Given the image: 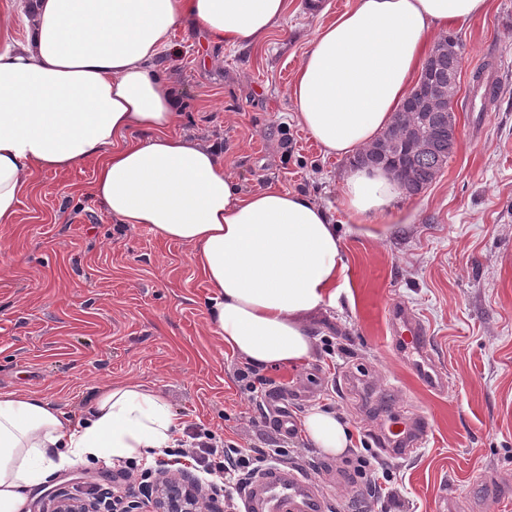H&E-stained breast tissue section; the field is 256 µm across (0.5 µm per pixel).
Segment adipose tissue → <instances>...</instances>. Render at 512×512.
<instances>
[{
	"mask_svg": "<svg viewBox=\"0 0 512 512\" xmlns=\"http://www.w3.org/2000/svg\"><path fill=\"white\" fill-rule=\"evenodd\" d=\"M488 0H354L318 29L290 87L294 115L327 155L352 160L347 219L400 220L393 173L355 164L391 123L434 42ZM27 36L0 10V225L13 223L35 172L64 174L98 158L93 194L120 224L190 246L213 288V332L258 367L312 358L309 318L349 280L344 240L307 195L243 190L214 145L176 134L178 97L156 67L177 28L237 47L284 22L288 0H26ZM306 438L344 454L351 431L314 406ZM181 419L157 390L99 391L77 421L46 399L0 391V512H20L53 471L105 457L149 459L176 447Z\"/></svg>",
	"mask_w": 512,
	"mask_h": 512,
	"instance_id": "1",
	"label": "adipose tissue"
}]
</instances>
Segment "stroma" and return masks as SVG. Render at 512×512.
Segmentation results:
<instances>
[{
    "instance_id": "stroma-1",
    "label": "stroma",
    "mask_w": 512,
    "mask_h": 512,
    "mask_svg": "<svg viewBox=\"0 0 512 512\" xmlns=\"http://www.w3.org/2000/svg\"><path fill=\"white\" fill-rule=\"evenodd\" d=\"M353 0H288L267 40L215 47L177 31L158 66L181 95L180 134L222 146L244 188L297 191L328 208L345 241L350 289L314 316L307 365L269 368L257 393L240 386L244 362L209 326L212 290L190 247L147 226L117 223L91 191L90 159L65 174L36 173L0 226V391H25L73 418L96 388L134 383L164 393L187 430L240 449L284 446L286 464L317 479L328 512H436L441 496L465 512H512V0L457 35L466 51L455 112L458 142L447 166L402 220L351 230L341 199L346 163L325 156L293 118L287 91L319 27ZM484 70L491 99L474 95ZM431 336L441 389L427 387L394 346L391 306ZM281 390L302 418L313 406L343 415L352 446L323 454L271 426L266 397ZM429 427L410 455L382 452L375 433L391 405ZM378 454L389 497L346 495L357 456ZM154 462L127 470L104 459L52 473L24 503L38 512L64 485L150 489ZM503 497L484 498L486 484Z\"/></svg>"
}]
</instances>
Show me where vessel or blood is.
<instances>
[{
	"label": "vessel or blood",
	"mask_w": 512,
	"mask_h": 512,
	"mask_svg": "<svg viewBox=\"0 0 512 512\" xmlns=\"http://www.w3.org/2000/svg\"><path fill=\"white\" fill-rule=\"evenodd\" d=\"M391 322L394 341L406 359L412 360L424 380L432 386L443 385L442 375L428 367L430 339L422 324L407 310L392 307ZM272 421L282 435L294 427L282 393L268 397ZM425 421L410 424L398 417L387 418L381 434L387 446H400L409 453L414 438L425 429ZM245 512H326L327 503L318 484L295 468L271 466L258 473L249 483L244 495Z\"/></svg>",
	"instance_id": "b4317fda"
}]
</instances>
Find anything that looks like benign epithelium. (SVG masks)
<instances>
[{"instance_id":"benign-epithelium-1","label":"benign epithelium","mask_w":512,"mask_h":512,"mask_svg":"<svg viewBox=\"0 0 512 512\" xmlns=\"http://www.w3.org/2000/svg\"><path fill=\"white\" fill-rule=\"evenodd\" d=\"M460 73L448 75V85H432L423 76L418 77L407 93V100L419 99L421 108L436 106L444 111L454 107ZM432 112L421 113V120L405 130L393 128L389 134L377 141L370 154L377 156L396 151L405 159L435 150L437 134L442 127L432 124ZM221 492L206 489L196 477L182 473L172 476L148 498H141L138 491L130 487L116 495L109 489L95 488L84 492L76 487L63 488L42 506L41 512H224L219 504Z\"/></svg>"}]
</instances>
